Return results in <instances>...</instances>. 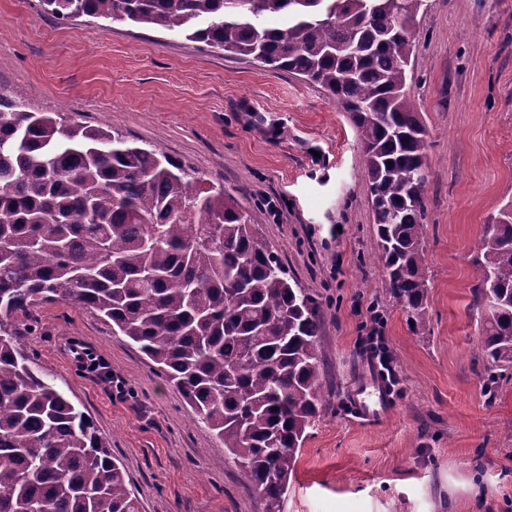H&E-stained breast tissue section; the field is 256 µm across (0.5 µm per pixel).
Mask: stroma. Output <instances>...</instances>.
I'll list each match as a JSON object with an SVG mask.
<instances>
[{
    "label": "stroma",
    "mask_w": 512,
    "mask_h": 512,
    "mask_svg": "<svg viewBox=\"0 0 512 512\" xmlns=\"http://www.w3.org/2000/svg\"><path fill=\"white\" fill-rule=\"evenodd\" d=\"M408 92L427 129L429 321L412 329L375 257L356 132L320 88L184 35L62 23L39 0H0V90L33 112L109 125L153 145L243 209L276 199L259 236L321 304L323 402L283 512H512V370L484 386L474 260L512 204V0H428ZM9 328L44 378L89 414L141 512H264V501L181 392L110 322L67 302ZM103 357L124 396L73 359ZM388 361L394 402L350 407Z\"/></svg>",
    "instance_id": "stroma-1"
}]
</instances>
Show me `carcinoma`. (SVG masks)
I'll return each mask as SVG.
<instances>
[{
    "label": "carcinoma",
    "mask_w": 512,
    "mask_h": 512,
    "mask_svg": "<svg viewBox=\"0 0 512 512\" xmlns=\"http://www.w3.org/2000/svg\"><path fill=\"white\" fill-rule=\"evenodd\" d=\"M191 41L323 89L361 150L377 258L412 327L428 321L426 129L405 87L426 0H41ZM267 14L286 15L267 28ZM260 216L150 144L31 112L0 92V512H140L108 442L46 382L6 320L59 301L138 345L282 512L322 404L317 298L263 244ZM475 260L487 389L512 368V207Z\"/></svg>",
    "instance_id": "obj_1"
}]
</instances>
